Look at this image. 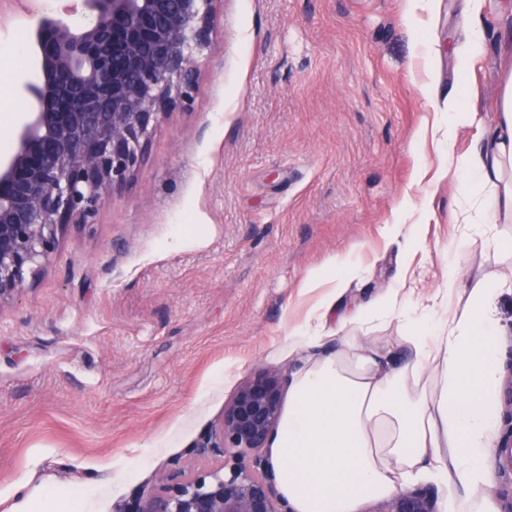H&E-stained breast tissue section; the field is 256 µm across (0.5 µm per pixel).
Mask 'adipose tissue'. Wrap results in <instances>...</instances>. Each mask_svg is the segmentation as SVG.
<instances>
[{"label":"adipose tissue","instance_id":"obj_1","mask_svg":"<svg viewBox=\"0 0 512 512\" xmlns=\"http://www.w3.org/2000/svg\"><path fill=\"white\" fill-rule=\"evenodd\" d=\"M498 122L472 151L455 161L463 198L484 213L512 222V186L496 190L512 169V69L495 104ZM349 270L334 277L309 274L310 287L332 282L319 307L316 328L295 327L291 351L326 343L327 316L345 287ZM500 286L471 289L453 314L413 304L405 312L401 340L411 359L383 364L348 326L367 327L392 315L397 299L387 293L339 320L341 345L294 373L269 461L279 493L291 512H357L368 500L388 499L419 482L465 491L461 512H484L483 493L493 482L490 448L499 409L501 379L494 302Z\"/></svg>","mask_w":512,"mask_h":512}]
</instances>
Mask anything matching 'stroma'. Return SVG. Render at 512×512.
Returning a JSON list of instances; mask_svg holds the SVG:
<instances>
[{"label":"stroma","mask_w":512,"mask_h":512,"mask_svg":"<svg viewBox=\"0 0 512 512\" xmlns=\"http://www.w3.org/2000/svg\"><path fill=\"white\" fill-rule=\"evenodd\" d=\"M512 0H484L485 48L451 145L433 134L457 83L467 0H219L188 97L140 167L70 224L42 271L0 304V512H120L191 450L254 368L293 372L294 326L322 295L311 270L353 267L344 315L397 288L405 302L512 275V223L464 220L449 153L498 121ZM23 68L0 67L15 135L37 104L34 25ZM412 228L404 251L390 230ZM399 320L368 344L408 360Z\"/></svg>","instance_id":"35a3bbf8"}]
</instances>
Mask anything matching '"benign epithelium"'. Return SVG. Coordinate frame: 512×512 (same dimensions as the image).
Returning <instances> with one entry per match:
<instances>
[{"instance_id":"1","label":"benign epithelium","mask_w":512,"mask_h":512,"mask_svg":"<svg viewBox=\"0 0 512 512\" xmlns=\"http://www.w3.org/2000/svg\"><path fill=\"white\" fill-rule=\"evenodd\" d=\"M218 0H81L79 23L37 20L43 81L27 86L38 111L0 158V304L35 275L68 224H91L98 201L124 185L153 131L190 87L211 43ZM287 375L256 368L193 449L213 466L161 473L124 512H289L268 468ZM509 430L493 455L512 478V366L504 382ZM371 512H437L427 488L399 492Z\"/></svg>"}]
</instances>
